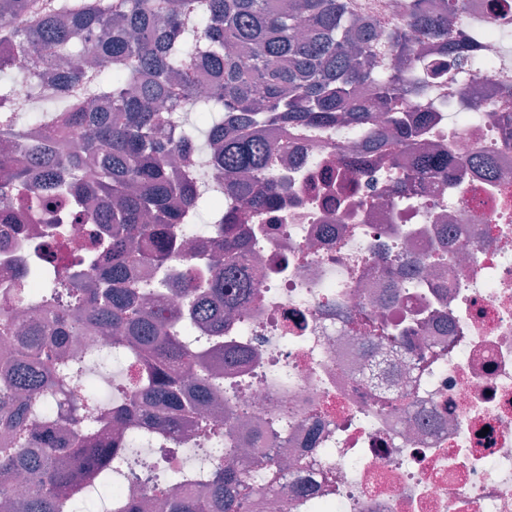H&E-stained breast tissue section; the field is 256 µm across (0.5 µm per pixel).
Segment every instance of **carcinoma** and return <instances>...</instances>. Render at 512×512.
Segmentation results:
<instances>
[{
    "instance_id": "1",
    "label": "carcinoma",
    "mask_w": 512,
    "mask_h": 512,
    "mask_svg": "<svg viewBox=\"0 0 512 512\" xmlns=\"http://www.w3.org/2000/svg\"><path fill=\"white\" fill-rule=\"evenodd\" d=\"M464 0H405L400 20L382 16L381 0H0V76L13 73L24 52L19 23L38 33L52 53L48 91L67 100L59 112H28L13 103L0 82V195L30 203L29 163L41 165L35 196L40 205H65L104 235L81 248L75 272L56 263L33 267L12 289L27 295L40 283L49 316L18 327L0 312V344L15 355L0 377V477H28L12 512H93L92 494L108 490L109 512H143L142 502L112 488L116 458L133 470L146 462L136 453V432L115 446L107 435L139 420L160 436L192 422L210 442L211 456L228 464L209 473L206 495L167 496L185 472L167 470L155 488L167 512H248L237 489L275 490L276 463L253 470L251 457L224 440V429L201 408L224 390L221 363L237 358L224 350V311L253 298L239 266L245 218L197 224L205 202L214 212L224 197L248 208L271 207L288 186L269 174L290 158L292 142L314 129L347 126L371 130L373 147H391L408 163L394 189L427 178L448 180V156L421 143L422 123L411 105L433 84L466 63H492L470 52L460 18ZM490 32L512 44V8L492 0ZM224 83V97L200 91L201 72ZM194 113L190 121L187 114ZM82 139L79 151H52L45 137ZM192 238L207 245L209 270L181 274L179 299L151 310L145 300L164 292L140 265H162ZM115 350L96 358L75 355L66 337L110 336ZM136 360L132 380L110 379L116 395L104 412L91 385L64 415L73 430L61 436L52 424L67 384L86 379L92 364L113 355ZM196 367L191 388L181 377ZM362 377L383 393L405 397V382L391 384V363L369 354Z\"/></svg>"
}]
</instances>
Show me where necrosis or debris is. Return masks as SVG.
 <instances>
[{"instance_id": "1", "label": "necrosis or debris", "mask_w": 512, "mask_h": 512, "mask_svg": "<svg viewBox=\"0 0 512 512\" xmlns=\"http://www.w3.org/2000/svg\"><path fill=\"white\" fill-rule=\"evenodd\" d=\"M415 109L458 163L447 184L391 193V156L354 178L362 141L317 136L276 171L274 213L247 219L256 299L224 339L249 356L207 411L231 442L287 419L271 456L292 478L252 512H512V71L443 79ZM54 216L70 218L35 207L0 233V296ZM381 326L425 355L416 420L360 373L357 342Z\"/></svg>"}]
</instances>
